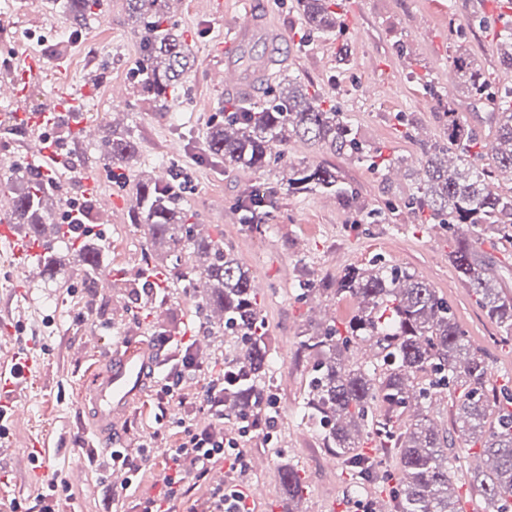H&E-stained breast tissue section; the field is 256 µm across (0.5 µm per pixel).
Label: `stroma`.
Listing matches in <instances>:
<instances>
[{"label": "stroma", "mask_w": 512, "mask_h": 512, "mask_svg": "<svg viewBox=\"0 0 512 512\" xmlns=\"http://www.w3.org/2000/svg\"><path fill=\"white\" fill-rule=\"evenodd\" d=\"M471 0H336L340 23L328 35L307 28L298 0H181L170 13L171 23L191 45L194 71L177 98L160 103L142 96L136 77L139 44L127 19L124 4L108 14L88 17L80 31H73L51 0H0V53L24 45L41 54L48 64L45 82L59 76L72 79L94 71L98 86L91 100L95 116L111 126L108 94L112 84L126 85L129 93L126 119L135 134L139 153L130 172L137 175L156 168L181 166L193 170L196 181L185 193L194 223L203 225L212 238L233 247L240 260L261 282L259 296L271 348L268 378L279 401L273 432L252 434L245 444L248 456L267 457L268 466L250 472V483L264 484L270 496L255 504V512H273L280 500V469L297 467L306 492L297 512H357L358 503L395 505L394 490L401 476L398 461L379 448L374 439L361 435L363 452L375 463V475L362 484L342 459L324 448L321 437L304 416V397L310 362L300 352L302 331L330 322L336 326L352 317L356 306L347 298L327 294L325 285L349 267L372 262L398 265L430 283L448 299L456 319L472 347L487 356L489 379L494 386L512 382V337L489 320L469 286L458 279L449 262L456 235L442 224H429L412 209L408 198L415 184L422 142L442 139L445 114L456 105L480 137H488V115L501 91L512 89V69L505 68L497 49V33L484 26V14H496L512 23L507 0H484L473 11ZM264 14L286 33V63L278 67V79L301 81L325 106L345 112L357 128L360 141L382 152L391 171H378L359 162L355 155L335 154L294 141L287 158L323 164L337 169L357 192L356 206H345L335 196L321 193L280 194L265 235L252 233L243 223L238 204L248 189L265 178H282V168L271 172L224 166L206 150L211 126L225 113L244 104L258 105L265 98L233 97L212 88L204 77L213 62L212 52L226 26L246 11ZM111 39L94 42L100 27ZM351 53L348 66H339L340 47ZM466 48L476 60L487 83L485 96L468 98L458 84H447L435 60L450 64L457 48ZM63 69H56V61ZM381 85L368 95V84ZM178 151H170V144ZM100 197L86 200L88 223L113 271L136 280L149 242L130 222L126 207L131 184L100 178ZM116 196L125 207L115 223L99 224L100 199ZM224 198V211L208 214L209 197ZM493 278L512 296V244L487 234L475 244ZM14 258L0 247V361L10 359L21 344L35 346L34 370L22 388V400L30 410L22 426L11 427L14 444L8 468L0 470V512L12 502L30 507L37 494L27 478L35 463L30 441L45 440L54 454L49 467L69 481L73 493L64 502L65 512H133L135 502L157 493V472L164 468V454L179 442L169 421L181 417L178 401L157 403L159 382H149L132 403L118 441L97 446L96 465L86 466L83 446L87 415L84 389L105 354L115 346L142 340L156 341L160 332H184L198 326V297L189 290L169 288L160 302H147L125 288L105 295L88 288L78 277L61 275L50 288L25 282L15 288ZM98 331L100 349L83 345L84 335ZM139 448L148 445L153 464L128 489L114 484L110 451L114 443ZM483 456L479 447L451 453L450 479L463 512H487L483 496L469 482L470 473Z\"/></svg>", "instance_id": "stroma-1"}]
</instances>
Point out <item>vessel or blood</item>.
<instances>
[{
    "label": "vessel or blood",
    "mask_w": 512,
    "mask_h": 512,
    "mask_svg": "<svg viewBox=\"0 0 512 512\" xmlns=\"http://www.w3.org/2000/svg\"><path fill=\"white\" fill-rule=\"evenodd\" d=\"M283 41L284 33L277 25L256 14L245 13L229 27L214 63L206 72L207 81L237 96H251L273 78L276 67L281 65L282 60L275 50ZM255 42L266 44L269 54L247 73L240 70L235 56ZM43 73L42 60L30 51L17 54L15 66L0 71V122L25 130L27 164L48 176L56 174L58 168H65L79 181L86 195H95L97 185L93 172L59 155L49 129L64 125L81 142L99 137L98 125L88 116L97 78L88 75L79 82H53L39 108L33 111L28 106L29 90L42 84ZM1 240L11 246L17 260L16 282H24L29 275L30 261L39 253L40 245L18 236L13 201L6 191H0ZM32 364L31 357L20 353L11 365H0V393L10 396L9 419L17 425L25 419L28 409L17 402L16 395L29 376ZM160 366L156 350L145 343L129 344L125 349L110 353L106 369L87 383L86 395L94 422L93 435L86 441L88 449H95L97 442L103 439L121 434L131 402L141 394Z\"/></svg>",
    "instance_id": "b4317fda"
}]
</instances>
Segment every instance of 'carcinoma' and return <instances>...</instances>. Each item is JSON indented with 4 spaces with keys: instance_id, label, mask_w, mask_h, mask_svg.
Segmentation results:
<instances>
[{
    "instance_id": "carcinoma-1",
    "label": "carcinoma",
    "mask_w": 512,
    "mask_h": 512,
    "mask_svg": "<svg viewBox=\"0 0 512 512\" xmlns=\"http://www.w3.org/2000/svg\"><path fill=\"white\" fill-rule=\"evenodd\" d=\"M167 2L126 0L139 39V84L159 102L182 88L195 64L192 49L169 22ZM61 6L76 29L99 7V0H63ZM299 6L310 30L328 35L336 29L335 0H299ZM498 49L504 66L511 68V26L500 31ZM452 67L470 97L483 94L485 80L469 53H456ZM447 115L445 141L422 144L411 205L427 221L466 224L476 236L491 230L512 243V193L499 190L500 182L512 181V90L500 96L499 109L489 115L496 143L492 167L485 165L484 144L462 113L450 103ZM297 140L334 153L350 149L373 168L389 167L380 156L364 151L345 113L323 107L292 79L279 82L258 106L212 126L207 150L227 166L264 171L287 157L289 143ZM137 153L132 130L118 133L107 127L93 164L103 160L108 166H127ZM287 167L285 180L260 185L242 201L243 220L252 230L269 229L266 219L282 191L321 192L356 203L353 189L335 168L293 162ZM0 188L13 195L16 223L27 225L33 239L47 225L58 234L57 245L45 247L37 278L53 281L72 269L91 285L107 271L95 240L56 224V214L46 204L50 187L45 177L19 167L3 175ZM131 213L133 227L147 236L154 257L143 269L162 288L182 283L195 290L210 334L234 339L224 361V417L258 414L271 394L265 382L270 347L249 268L231 247L199 234L189 223L183 188L176 181L134 182ZM449 260L486 315L511 336L512 297L488 277L473 241L457 240ZM334 294L357 304L344 329L328 324L299 336L301 351L314 359L304 417L322 428L325 447L342 457L354 475L369 478L372 463L359 453L357 442L368 425L381 447L399 459L397 512H461L448 475V451L460 440L477 444L492 464L486 471L474 470L472 484L497 505V512H512V410L501 408L512 401V393L488 387L485 354L466 339L448 300L409 270L379 263L347 269ZM359 341L377 346L376 362L363 365L346 359L345 353ZM444 391L457 394L453 430L439 427L421 411L413 412L405 428L396 426L411 404L410 394L427 410L433 396ZM377 404L384 413L376 420L372 411ZM280 482L290 504L303 492L292 466L281 469Z\"/></svg>"
}]
</instances>
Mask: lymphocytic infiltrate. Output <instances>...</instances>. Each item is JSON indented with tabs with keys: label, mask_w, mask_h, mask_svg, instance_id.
Returning <instances> with one entry per match:
<instances>
[{
	"label": "lymphocytic infiltrate",
	"mask_w": 512,
	"mask_h": 512,
	"mask_svg": "<svg viewBox=\"0 0 512 512\" xmlns=\"http://www.w3.org/2000/svg\"><path fill=\"white\" fill-rule=\"evenodd\" d=\"M159 344L166 352L159 403L187 402L196 412L208 413L212 423L198 426L193 416L176 420L182 437L166 454L168 480L156 495L138 500L136 512H176L177 503L196 486L206 491L203 512H254L246 493L243 443L252 432L273 426L276 403H269L263 415L240 419L235 434L225 435L223 373L204 371L194 362L189 338L163 336Z\"/></svg>",
	"instance_id": "f902f5d3"
}]
</instances>
